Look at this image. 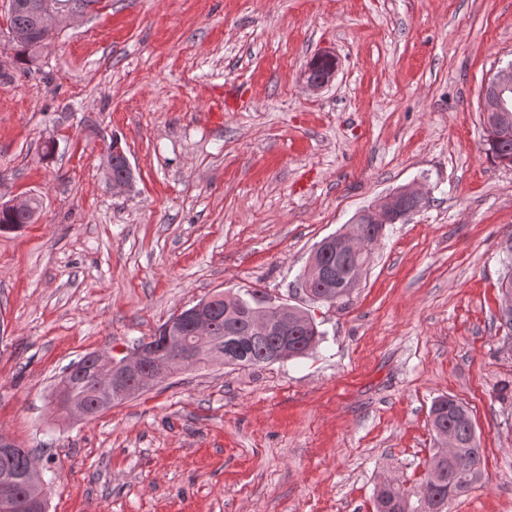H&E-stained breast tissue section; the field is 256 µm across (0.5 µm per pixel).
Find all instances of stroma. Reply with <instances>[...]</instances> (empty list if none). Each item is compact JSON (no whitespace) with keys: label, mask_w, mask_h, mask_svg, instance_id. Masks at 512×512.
Returning <instances> with one entry per match:
<instances>
[{"label":"stroma","mask_w":512,"mask_h":512,"mask_svg":"<svg viewBox=\"0 0 512 512\" xmlns=\"http://www.w3.org/2000/svg\"><path fill=\"white\" fill-rule=\"evenodd\" d=\"M7 26L0 0V202L42 207L0 232V435L35 449L48 512H375L380 484L419 489L441 395L484 450L449 512H512V167L480 112L512 0H98L25 70ZM323 51L338 70L314 92ZM404 185L425 204L386 225L350 304L310 302L314 245ZM249 288L306 310L320 345L54 414L71 362ZM487 156L495 163L512 167V130L485 135Z\"/></svg>","instance_id":"stroma-1"}]
</instances>
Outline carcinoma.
I'll use <instances>...</instances> for the list:
<instances>
[{"instance_id":"cac0c4a2","label":"carcinoma","mask_w":512,"mask_h":512,"mask_svg":"<svg viewBox=\"0 0 512 512\" xmlns=\"http://www.w3.org/2000/svg\"><path fill=\"white\" fill-rule=\"evenodd\" d=\"M8 20L9 32L29 33L22 40H11L14 62L28 64L36 49L47 44L51 37L31 33L32 18L25 12L12 13ZM485 145L487 156L494 162L512 167V130L485 136ZM39 208L40 200L33 197L29 212L0 211V231L32 223L33 214ZM355 224L373 231L362 243V250L355 255L333 250L326 257L322 270L303 271L301 280H309L312 284L310 300L339 307L349 304L353 292L350 282L362 274L372 247L378 243L385 229L383 224L371 223L365 210L355 216ZM266 303L264 292L251 288L242 295L236 294L217 304L212 335L223 347L225 364L257 366L301 358L322 341L324 333L315 321L302 309L291 305L281 315L288 331H282L277 324L265 332L255 331L251 315ZM63 392L67 398L89 406L101 404L102 413L119 402L114 396L94 390L87 376L71 379ZM429 418L439 449L427 464L420 490L410 493L392 483H385L376 490V512H448V505L454 499L481 481L483 449L476 439L469 408L455 397L443 395L432 403ZM33 463L32 451L17 444L10 452L0 454V480L7 478L13 481L14 498L28 499L40 493L39 488L26 479Z\"/></svg>"}]
</instances>
